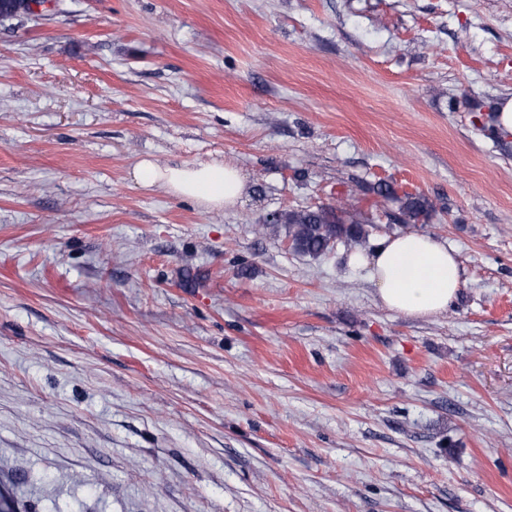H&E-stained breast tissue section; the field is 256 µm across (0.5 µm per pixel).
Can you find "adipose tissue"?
<instances>
[{
    "instance_id": "1",
    "label": "adipose tissue",
    "mask_w": 512,
    "mask_h": 512,
    "mask_svg": "<svg viewBox=\"0 0 512 512\" xmlns=\"http://www.w3.org/2000/svg\"><path fill=\"white\" fill-rule=\"evenodd\" d=\"M133 178L141 188L159 187L217 211L235 205L245 188L239 169L215 159L175 164L143 159L134 166ZM352 261L368 267L382 303L408 317L447 312L460 288L456 253L430 235L385 236L369 254L355 255Z\"/></svg>"
}]
</instances>
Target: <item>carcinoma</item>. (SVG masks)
<instances>
[{
  "mask_svg": "<svg viewBox=\"0 0 512 512\" xmlns=\"http://www.w3.org/2000/svg\"><path fill=\"white\" fill-rule=\"evenodd\" d=\"M347 214L342 201L334 206L304 208L279 214L277 223L285 230L290 248L302 255L320 257L336 243H359L368 235L362 222Z\"/></svg>",
  "mask_w": 512,
  "mask_h": 512,
  "instance_id": "cac0c4a2",
  "label": "carcinoma"
}]
</instances>
